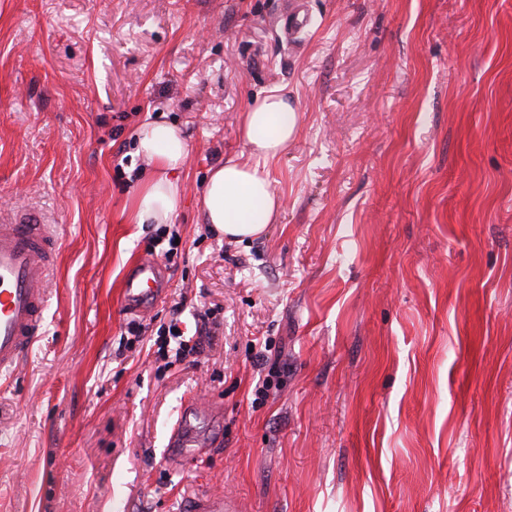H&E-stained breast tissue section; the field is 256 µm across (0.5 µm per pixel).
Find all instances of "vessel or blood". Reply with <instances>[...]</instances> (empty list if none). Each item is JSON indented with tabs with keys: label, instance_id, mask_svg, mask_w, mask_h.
Masks as SVG:
<instances>
[{
	"label": "vessel or blood",
	"instance_id": "1",
	"mask_svg": "<svg viewBox=\"0 0 512 512\" xmlns=\"http://www.w3.org/2000/svg\"><path fill=\"white\" fill-rule=\"evenodd\" d=\"M51 226L37 211H18L0 220V373L15 370L40 333L46 307L45 278L53 252ZM167 288L162 266L138 261L122 284V304L146 311ZM198 406H190L176 427L170 445L173 464L198 453L195 424ZM184 512H240L220 493L193 497Z\"/></svg>",
	"mask_w": 512,
	"mask_h": 512
}]
</instances>
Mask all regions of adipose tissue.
Returning a JSON list of instances; mask_svg holds the SVG:
<instances>
[{"instance_id":"obj_1","label":"adipose tissue","mask_w":512,"mask_h":512,"mask_svg":"<svg viewBox=\"0 0 512 512\" xmlns=\"http://www.w3.org/2000/svg\"><path fill=\"white\" fill-rule=\"evenodd\" d=\"M299 114L283 89L255 99L243 118L248 160L229 159L213 168L205 181L201 212L205 223L238 241L261 235L275 223L280 199L258 160L275 158L296 135ZM136 152L152 166L130 203L134 224H168L181 199L177 173L188 145L179 128L152 122L136 133Z\"/></svg>"}]
</instances>
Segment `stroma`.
Masks as SVG:
<instances>
[{
    "label": "stroma",
    "mask_w": 512,
    "mask_h": 512,
    "mask_svg": "<svg viewBox=\"0 0 512 512\" xmlns=\"http://www.w3.org/2000/svg\"><path fill=\"white\" fill-rule=\"evenodd\" d=\"M283 4L0 0V211L56 235L41 333L0 375V512H512V0H308L293 44ZM273 88L299 109L259 163L279 217L208 235L203 182ZM154 121L189 146L183 252L138 316ZM178 301L188 327L220 310L196 365L118 353ZM193 401L209 447L177 467ZM166 288L163 267L153 259H141L123 281L122 304L128 309L144 312L162 297ZM237 503L224 493H207L193 497L183 512H240Z\"/></svg>",
    "instance_id": "stroma-1"
}]
</instances>
